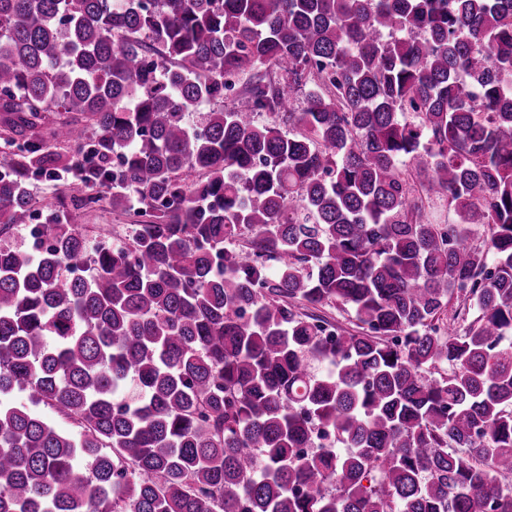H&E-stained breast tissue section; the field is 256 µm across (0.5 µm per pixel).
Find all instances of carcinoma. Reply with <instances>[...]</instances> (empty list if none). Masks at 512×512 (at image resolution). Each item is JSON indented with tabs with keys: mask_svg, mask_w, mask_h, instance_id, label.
Returning a JSON list of instances; mask_svg holds the SVG:
<instances>
[{
	"mask_svg": "<svg viewBox=\"0 0 512 512\" xmlns=\"http://www.w3.org/2000/svg\"><path fill=\"white\" fill-rule=\"evenodd\" d=\"M0 112V512H512V0H0ZM58 183L60 182L48 181L42 178H37L31 181L30 189L37 201L35 208L36 219L38 221V224H29V231L32 234L39 233L41 229V223L44 221L45 216L47 214L44 205L46 204L47 199L50 198L54 185ZM133 215L112 212V207L107 200L101 201L96 208L71 209V224L82 228L88 237L97 235V228L102 224H110L112 232L119 231L124 238H128L131 232V225L134 221Z\"/></svg>",
	"mask_w": 512,
	"mask_h": 512,
	"instance_id": "cac0c4a2",
	"label": "carcinoma"
}]
</instances>
